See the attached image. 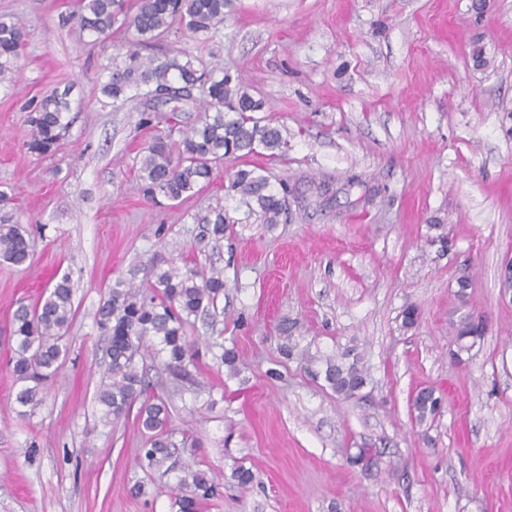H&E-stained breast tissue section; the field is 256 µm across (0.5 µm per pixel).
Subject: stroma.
Here are the masks:
<instances>
[{
  "mask_svg": "<svg viewBox=\"0 0 512 512\" xmlns=\"http://www.w3.org/2000/svg\"><path fill=\"white\" fill-rule=\"evenodd\" d=\"M75 4L0 0L30 32L0 83V217L33 244L25 266L0 263V512H172L186 463L224 477L203 512H512V290L499 280L512 260V0H230L218 33L172 36L162 51L242 76L288 152L227 159L208 188L157 205L139 190L142 150L199 113L183 104L145 125L139 101L113 110L102 67L133 36L90 42L59 22ZM67 84V135L52 155L29 153V110ZM241 168L287 184L286 221L247 220L226 189ZM217 206L233 219L218 242L196 222ZM438 224L442 256L429 244ZM160 254L223 270L226 288L213 318L187 328L199 342L189 379L140 353L176 445L146 472L141 426L104 422L96 402V312L116 281L147 285ZM65 274L67 356L21 417L11 316ZM469 311L488 330L460 354L451 325ZM285 318L310 353L359 345L360 396L339 398L281 357ZM216 342L236 351V370L218 365ZM423 389L440 406L421 422L411 403ZM238 463L255 474L249 488L230 478Z\"/></svg>",
  "mask_w": 512,
  "mask_h": 512,
  "instance_id": "35a3bbf8",
  "label": "stroma"
}]
</instances>
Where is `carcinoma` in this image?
I'll use <instances>...</instances> for the list:
<instances>
[{
  "label": "carcinoma",
  "instance_id": "1",
  "mask_svg": "<svg viewBox=\"0 0 512 512\" xmlns=\"http://www.w3.org/2000/svg\"><path fill=\"white\" fill-rule=\"evenodd\" d=\"M228 0H78L77 10L61 16L71 25L101 42L112 33L133 30L134 48L124 60L112 59L104 66L105 80L100 91L112 99L115 108L140 99L144 111L155 112L159 93H173L177 100H190L204 112L198 123L179 131L156 134L145 148L137 168L144 197H163L176 202L209 184L213 171L226 158L262 155L282 156L288 140L270 120L256 117L265 103L254 98L242 79L216 66L200 71L191 61L176 56L144 57L138 47L159 42L178 31L211 33L224 24ZM28 32L10 15L0 16V81L13 71L26 45ZM199 91L194 97L193 91ZM70 112L68 92L53 91L42 97L29 115L32 127L27 150L48 155L58 148L67 129ZM227 189L239 195L247 217L271 227L280 223L286 210L285 196L270 188L268 178L255 170L239 169ZM231 219L219 207L196 219L200 236L219 241ZM29 236L20 224H0V260L19 267L31 260ZM149 287H135L119 281L109 289L97 311L96 324L106 340L109 358L107 380L97 390L103 418L119 419L136 412L146 434L138 464L142 468L162 467L174 454L167 428L169 414L165 402L148 394L146 374L135 362L142 347L162 358L163 364L187 372L196 350L186 336L189 319L209 314L224 294L223 271L208 272L175 266L158 259L152 267ZM74 317L72 288L68 275L53 285L44 301L33 306L19 304L11 317L10 358L18 414L27 415L40 401L48 382L59 373L67 348L63 345ZM280 352L297 359L315 376L323 377L336 395L351 399L367 385V373L358 347L349 345L334 357L319 359L299 348L292 326H281ZM439 400L430 390H422L412 401L415 418L421 422L435 415ZM222 482L184 465L178 480L175 512H202L203 506L220 496Z\"/></svg>",
  "mask_w": 512,
  "mask_h": 512
}]
</instances>
